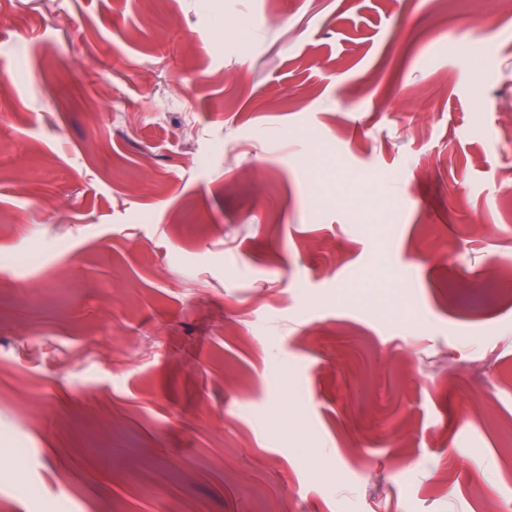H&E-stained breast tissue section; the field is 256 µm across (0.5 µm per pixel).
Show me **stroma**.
<instances>
[{
  "instance_id": "1",
  "label": "stroma",
  "mask_w": 512,
  "mask_h": 512,
  "mask_svg": "<svg viewBox=\"0 0 512 512\" xmlns=\"http://www.w3.org/2000/svg\"><path fill=\"white\" fill-rule=\"evenodd\" d=\"M427 2L0 0V512H512V27Z\"/></svg>"
}]
</instances>
